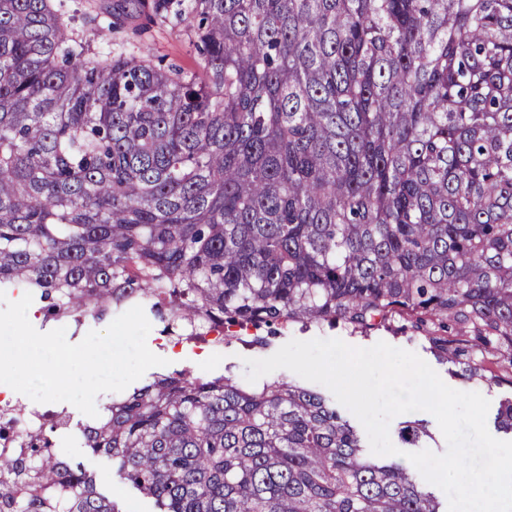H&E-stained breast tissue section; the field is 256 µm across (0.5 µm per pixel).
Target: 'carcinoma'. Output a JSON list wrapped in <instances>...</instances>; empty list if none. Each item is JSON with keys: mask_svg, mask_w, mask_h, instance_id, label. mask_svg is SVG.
<instances>
[{"mask_svg": "<svg viewBox=\"0 0 512 512\" xmlns=\"http://www.w3.org/2000/svg\"><path fill=\"white\" fill-rule=\"evenodd\" d=\"M175 8L190 76L89 55L56 0H0V291L219 345L400 318L512 387V0H153ZM64 424L0 455V512H120L53 450ZM82 435L153 512H440L280 380L154 374Z\"/></svg>", "mask_w": 512, "mask_h": 512, "instance_id": "obj_1", "label": "carcinoma"}]
</instances>
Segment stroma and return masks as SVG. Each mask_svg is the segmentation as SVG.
I'll return each instance as SVG.
<instances>
[{"instance_id": "obj_1", "label": "stroma", "mask_w": 512, "mask_h": 512, "mask_svg": "<svg viewBox=\"0 0 512 512\" xmlns=\"http://www.w3.org/2000/svg\"><path fill=\"white\" fill-rule=\"evenodd\" d=\"M62 10L72 16L75 28L86 37L98 52L119 54L127 58H147L154 65H179L189 73L199 70V59L193 46L192 34L186 22L170 16L155 18L151 15L152 0H57ZM338 338L349 345L368 348L383 341L392 346L417 353L426 361L449 387L477 392L486 397L491 409L512 396V387L490 382L468 383L449 371L446 363L439 361L429 344L412 328L404 327L402 320H395L388 329L362 335L343 326L327 325L302 328L293 323L280 328L269 337L267 345L248 347L235 341L226 345L212 346L200 350L191 341L174 345L162 340L158 328H151L146 343L161 349L170 347L175 351L168 365L169 370H190L198 376L226 374L238 381H245L246 359H262L273 355L281 346L293 339ZM67 415L64 427L56 429L51 439L54 450L72 463L81 465L91 473L98 487L120 508L121 512H151L149 500L129 490L116 476L111 458L92 453L85 448L82 426L87 415L74 405L64 404Z\"/></svg>"}]
</instances>
